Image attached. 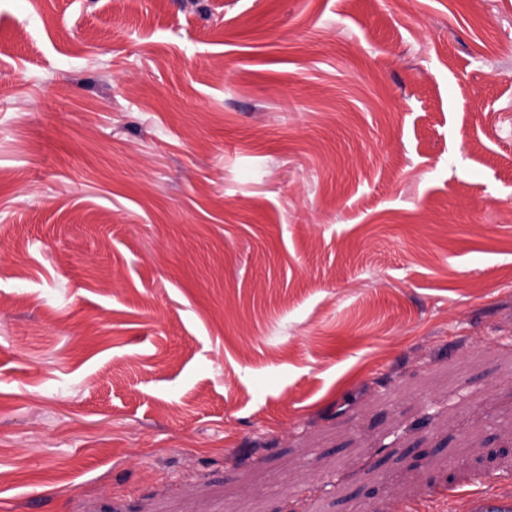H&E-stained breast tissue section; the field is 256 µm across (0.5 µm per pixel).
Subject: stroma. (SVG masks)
I'll return each mask as SVG.
<instances>
[{"instance_id":"35a3bbf8","label":"stroma","mask_w":512,"mask_h":512,"mask_svg":"<svg viewBox=\"0 0 512 512\" xmlns=\"http://www.w3.org/2000/svg\"><path fill=\"white\" fill-rule=\"evenodd\" d=\"M512 0H0V512L512 492Z\"/></svg>"}]
</instances>
